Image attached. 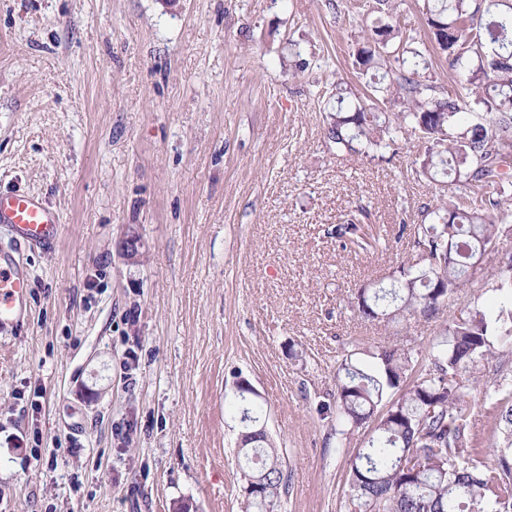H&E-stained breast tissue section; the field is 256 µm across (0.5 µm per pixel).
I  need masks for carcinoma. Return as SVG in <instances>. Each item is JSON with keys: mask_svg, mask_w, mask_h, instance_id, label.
Masks as SVG:
<instances>
[{"mask_svg": "<svg viewBox=\"0 0 512 512\" xmlns=\"http://www.w3.org/2000/svg\"><path fill=\"white\" fill-rule=\"evenodd\" d=\"M435 2L426 25L459 90L445 93L427 49L400 23H385L349 54L358 75L380 70L382 79L362 96L336 82V111L324 119L340 153L369 156L417 139L421 172L435 181L433 204L410 225L416 255L399 265L395 286L360 289L356 310L368 321L440 318L437 333L421 358L386 346L365 361L347 354L336 396L319 404L336 447L365 435L349 460L348 512H512V379L472 381L483 362L512 361V257L496 274L494 305L475 295L443 318L470 270L512 228V0ZM382 105L394 112L380 116ZM359 231L355 216L335 229L363 250L382 241ZM476 390L499 446L472 431ZM232 406L246 420L237 459L256 483L245 512H278L292 487L285 456L258 431L261 404L238 392Z\"/></svg>", "mask_w": 512, "mask_h": 512, "instance_id": "cac0c4a2", "label": "carcinoma"}]
</instances>
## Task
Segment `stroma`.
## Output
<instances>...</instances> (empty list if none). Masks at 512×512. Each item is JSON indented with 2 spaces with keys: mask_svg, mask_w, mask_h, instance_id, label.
Wrapping results in <instances>:
<instances>
[{
  "mask_svg": "<svg viewBox=\"0 0 512 512\" xmlns=\"http://www.w3.org/2000/svg\"><path fill=\"white\" fill-rule=\"evenodd\" d=\"M361 2L0 0V189L62 218L0 335V512H241V379L293 474L278 512H345L362 437L326 446L317 412L337 362L438 329L353 310L432 200L416 139L370 158L323 134V85H358L354 41L388 17ZM354 215L387 251L336 238ZM511 255L507 230L451 311Z\"/></svg>",
  "mask_w": 512,
  "mask_h": 512,
  "instance_id": "1",
  "label": "stroma"
}]
</instances>
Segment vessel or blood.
<instances>
[{"instance_id": "vessel-or-blood-1", "label": "vessel or blood", "mask_w": 512, "mask_h": 512, "mask_svg": "<svg viewBox=\"0 0 512 512\" xmlns=\"http://www.w3.org/2000/svg\"><path fill=\"white\" fill-rule=\"evenodd\" d=\"M0 229L8 241L0 245V332L22 325L30 309L28 252L51 251L62 233L57 210L37 195L12 189L0 191Z\"/></svg>"}]
</instances>
